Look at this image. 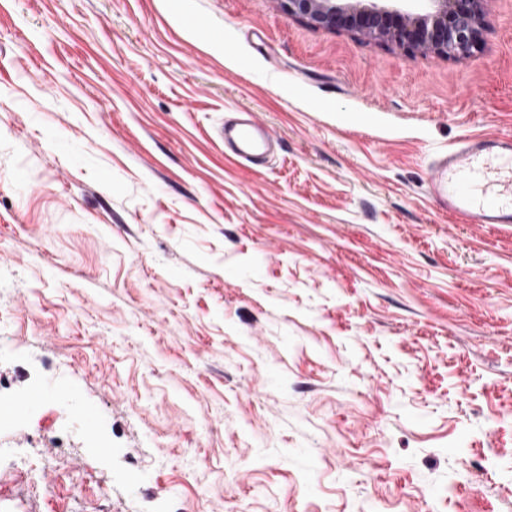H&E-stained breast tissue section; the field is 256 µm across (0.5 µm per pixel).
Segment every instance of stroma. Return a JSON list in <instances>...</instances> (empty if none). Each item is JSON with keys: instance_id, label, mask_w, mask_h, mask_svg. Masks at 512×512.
<instances>
[{"instance_id": "obj_1", "label": "stroma", "mask_w": 512, "mask_h": 512, "mask_svg": "<svg viewBox=\"0 0 512 512\" xmlns=\"http://www.w3.org/2000/svg\"><path fill=\"white\" fill-rule=\"evenodd\" d=\"M480 133L512 0L461 63L278 0H0V512H512V226L426 189ZM266 134L254 117L250 120L224 128V143H229L234 155L240 160L251 162L266 146Z\"/></svg>"}]
</instances>
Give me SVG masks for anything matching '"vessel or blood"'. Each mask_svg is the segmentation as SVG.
<instances>
[{
	"mask_svg": "<svg viewBox=\"0 0 512 512\" xmlns=\"http://www.w3.org/2000/svg\"><path fill=\"white\" fill-rule=\"evenodd\" d=\"M234 155L252 161L266 146L254 119L227 128ZM428 193L441 212L475 224L512 225V136H468L430 164Z\"/></svg>",
	"mask_w": 512,
	"mask_h": 512,
	"instance_id": "vessel-or-blood-1",
	"label": "vessel or blood"
}]
</instances>
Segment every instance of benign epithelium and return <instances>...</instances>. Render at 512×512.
I'll use <instances>...</instances> for the list:
<instances>
[{"instance_id":"1","label":"benign epithelium","mask_w":512,"mask_h":512,"mask_svg":"<svg viewBox=\"0 0 512 512\" xmlns=\"http://www.w3.org/2000/svg\"><path fill=\"white\" fill-rule=\"evenodd\" d=\"M424 13L403 12L382 0L348 6L341 0H281L290 17L362 37L389 38L407 54L422 50L456 62L468 59L482 42L485 0H429Z\"/></svg>"}]
</instances>
